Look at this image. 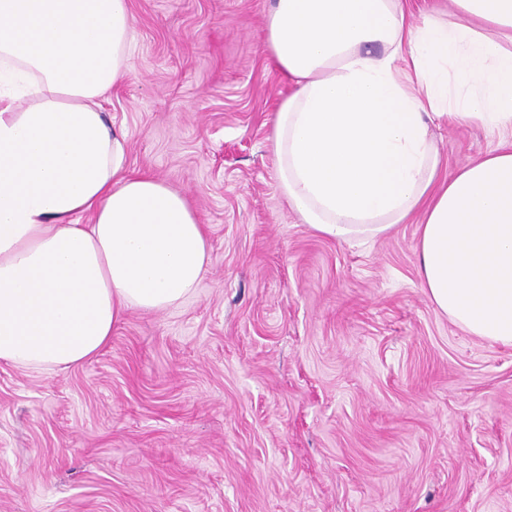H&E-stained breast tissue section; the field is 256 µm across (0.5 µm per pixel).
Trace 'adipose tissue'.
<instances>
[{
    "label": "adipose tissue",
    "instance_id": "1",
    "mask_svg": "<svg viewBox=\"0 0 512 512\" xmlns=\"http://www.w3.org/2000/svg\"><path fill=\"white\" fill-rule=\"evenodd\" d=\"M275 0L265 46L296 85L272 120L280 189L337 240L417 219L435 307L512 346V142L450 178L430 135L454 116L512 129V0ZM128 0H0V361L66 370L130 309L180 304L210 263L187 199L125 166L101 102L124 79ZM451 0H403L405 12L409 17L419 18L422 14L439 13L448 22L456 20Z\"/></svg>",
    "mask_w": 512,
    "mask_h": 512
}]
</instances>
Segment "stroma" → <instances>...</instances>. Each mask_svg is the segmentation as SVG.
I'll return each mask as SVG.
<instances>
[{
	"label": "stroma",
	"mask_w": 512,
	"mask_h": 512,
	"mask_svg": "<svg viewBox=\"0 0 512 512\" xmlns=\"http://www.w3.org/2000/svg\"><path fill=\"white\" fill-rule=\"evenodd\" d=\"M271 4L130 0L103 109L211 263L79 366L0 361V512H512V346L436 309L415 225L340 242L280 193L269 137L295 86L264 45ZM432 133L446 177L501 140Z\"/></svg>",
	"instance_id": "35a3bbf8"
}]
</instances>
